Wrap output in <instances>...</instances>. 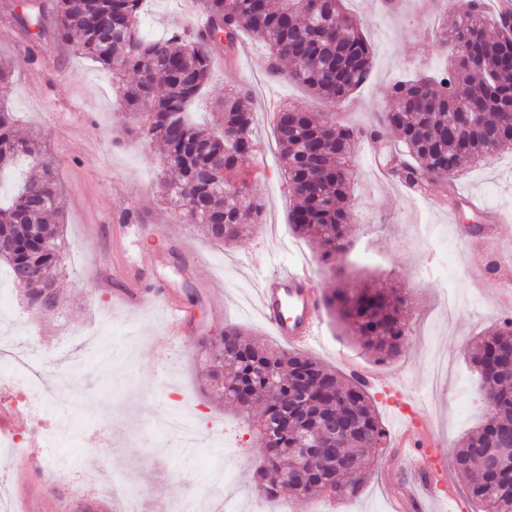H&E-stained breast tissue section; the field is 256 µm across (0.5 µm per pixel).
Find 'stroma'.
I'll return each instance as SVG.
<instances>
[{
    "instance_id": "stroma-1",
    "label": "stroma",
    "mask_w": 512,
    "mask_h": 512,
    "mask_svg": "<svg viewBox=\"0 0 512 512\" xmlns=\"http://www.w3.org/2000/svg\"><path fill=\"white\" fill-rule=\"evenodd\" d=\"M22 3L0 0V63L14 71L12 81L0 86V107L17 117L54 162L66 246L55 311L27 312L11 287L0 303V348L34 356L45 386L44 404L33 411L24 388L0 378V393L17 415L14 438L0 437V505L19 512V496L28 495L43 500L42 512H67L72 496L102 499L110 485L123 482L150 510L165 507L188 486L203 503L230 499L235 512H279L283 505L290 512H393L385 474L400 452L390 447L379 449L369 478L345 499L305 504L287 493L276 501L256 490L252 463L261 456L262 443L244 412L205 390L200 336L161 345L162 307L147 304L131 314L110 293L112 238L129 208L162 234L160 242L144 245L149 271L177 288L211 333L234 325L278 345L259 316L257 288L283 266L307 265L326 294L368 280L404 296L410 335L399 356L376 361L327 310L317 341L305 352L342 373L352 362L377 375L380 383L370 393L386 433H393L406 415L433 420L436 451L448 459L445 477L457 498H464L468 478L449 456L485 414L470 349L478 336L512 314V287L487 292L485 264L493 257L512 266V223L494 236L463 237L464 217L449 219L447 210L385 180L363 141L356 151L351 245L336 260L342 275H334L313 243L289 227L292 196L274 130V113L284 102L316 113L335 112L344 125L361 127L390 105L389 93L398 81L442 71L454 47L434 37V16L422 13L417 0H397L393 9L384 0H347L372 45L373 61L366 82L340 104L270 74L268 49L251 33L240 38L243 51L236 69L213 58L212 80L194 107L195 120L215 121L213 106L230 86L247 89L244 103L254 112L257 143L251 164L274 173L250 182L263 205L259 226L224 244L210 241L181 210L160 202L155 195L159 145L130 134L135 114L122 105L116 84L98 64L75 54L68 43H43L18 25ZM193 23L178 0L144 4L148 36L187 30ZM455 189L477 208L512 213V152L466 170ZM417 224L440 225L445 240L415 241ZM184 243L204 256L191 273L184 271L176 251ZM449 289L461 297L451 311L442 304ZM210 295L223 300V318L211 317ZM169 413L197 423L201 432H217L218 442L183 447L162 422ZM31 459L43 466L41 481L28 475Z\"/></svg>"
}]
</instances>
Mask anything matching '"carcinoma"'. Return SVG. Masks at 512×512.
<instances>
[{
  "label": "carcinoma",
  "instance_id": "cac0c4a2",
  "mask_svg": "<svg viewBox=\"0 0 512 512\" xmlns=\"http://www.w3.org/2000/svg\"><path fill=\"white\" fill-rule=\"evenodd\" d=\"M344 0H198L212 39L249 31L269 48L268 66L282 72L281 62L295 68L287 77L316 97L344 101L367 80L371 48ZM142 0H59L52 28L43 25V8L34 3L20 18L36 27L39 39L75 41V51L114 75L131 71L123 87L125 106L139 112L135 134L163 150L157 192L164 203L185 211L212 241L233 242L246 230L244 221L259 223L262 204L248 191V161L255 152L254 112L242 101V90L230 89L217 103L220 130L195 123L190 108L211 79V54L193 37L171 30L150 39L140 30ZM477 2L463 16L447 4L439 38L457 49L448 69L433 78L416 76L396 84L392 107L374 114L373 124L352 128L333 114L314 116L306 109L276 113L283 174L293 207L290 225L299 235L313 233L322 259L343 275L336 259L350 243L347 219L355 179L353 158L358 143L384 139L395 130L413 163L404 177L428 189L453 182L469 163L512 150V26L493 20ZM479 112L475 125L462 123L470 108ZM26 163L36 173L26 177L17 194L0 203V264L8 266L13 284L35 311L45 306L40 282L54 280L63 251V231L51 220L61 214L60 187L48 153L18 128L14 116L0 110V172ZM401 296L364 283L338 288L325 306L363 348L385 361L398 356L407 339ZM207 389L244 409L241 393L264 404L255 429L263 437L262 456L253 469L255 487L274 499L288 487L298 499L354 495L368 478L369 464L387 436L374 399L355 380L341 376L307 354L287 352L248 339L226 327L200 343ZM233 366L224 375V362ZM471 363L481 381L486 406L484 423L452 453L454 464L469 479L473 512H512V318L478 337ZM307 376L309 392L297 395L296 379ZM338 416L352 430L326 435L324 420ZM304 442L323 445L322 481L309 491L302 478L285 476L284 459ZM504 464L487 471L479 460L486 453Z\"/></svg>",
  "mask_w": 512,
  "mask_h": 512
}]
</instances>
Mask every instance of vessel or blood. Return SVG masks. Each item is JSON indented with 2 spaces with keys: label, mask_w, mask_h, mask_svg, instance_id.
<instances>
[{
  "label": "vessel or blood",
  "mask_w": 512,
  "mask_h": 512,
  "mask_svg": "<svg viewBox=\"0 0 512 512\" xmlns=\"http://www.w3.org/2000/svg\"><path fill=\"white\" fill-rule=\"evenodd\" d=\"M158 231L145 223H137L130 247L119 249L112 261L113 294L136 308L148 300L160 301L167 312V334L164 343L198 328L190 311L180 302L176 289L157 281L143 284L142 245L156 240ZM257 301L259 311L275 336L288 345L299 348L311 344L320 328V298L318 285L311 272L292 266L277 270L262 282ZM428 422L403 426L393 436L394 447L407 449L414 462L413 475L394 472L398 512H420L424 496L435 495L433 479L441 475L442 456L434 452L426 431Z\"/></svg>",
  "instance_id": "1"
}]
</instances>
